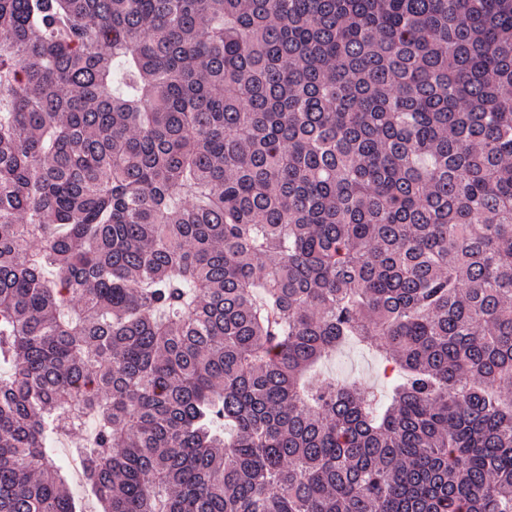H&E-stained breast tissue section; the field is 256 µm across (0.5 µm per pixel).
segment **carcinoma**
<instances>
[{
	"label": "carcinoma",
	"mask_w": 512,
	"mask_h": 512,
	"mask_svg": "<svg viewBox=\"0 0 512 512\" xmlns=\"http://www.w3.org/2000/svg\"><path fill=\"white\" fill-rule=\"evenodd\" d=\"M511 381L512 0H0V512L72 415L104 512H512ZM322 373L333 378L359 379L384 391L388 379L376 355L361 346L347 344L339 348L322 366Z\"/></svg>",
	"instance_id": "cac0c4a2"
}]
</instances>
